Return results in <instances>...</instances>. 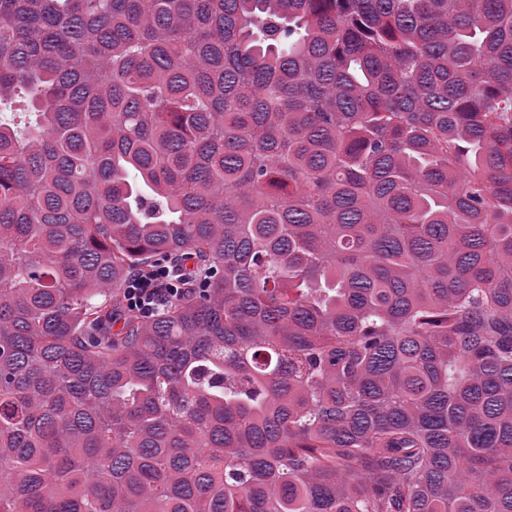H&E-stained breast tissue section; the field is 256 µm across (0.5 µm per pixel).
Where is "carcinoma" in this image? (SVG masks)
Wrapping results in <instances>:
<instances>
[{"label": "carcinoma", "instance_id": "obj_1", "mask_svg": "<svg viewBox=\"0 0 512 512\" xmlns=\"http://www.w3.org/2000/svg\"><path fill=\"white\" fill-rule=\"evenodd\" d=\"M0 512H512V0H0ZM185 276L165 263H155L138 269L124 283L123 309L142 318L154 316L157 308L183 297Z\"/></svg>", "mask_w": 512, "mask_h": 512}]
</instances>
